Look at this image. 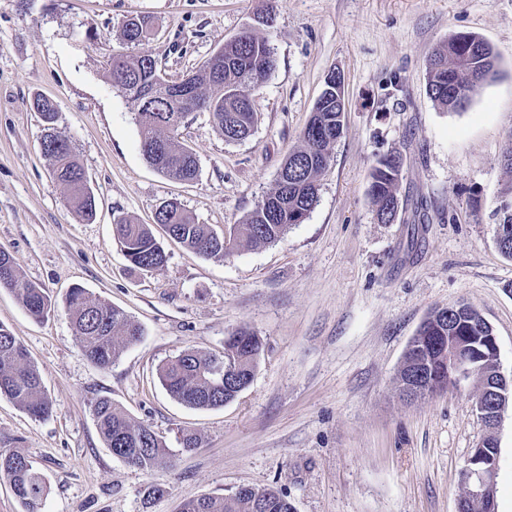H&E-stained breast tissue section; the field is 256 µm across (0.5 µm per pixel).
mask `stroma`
I'll list each match as a JSON object with an SVG mask.
<instances>
[{"mask_svg": "<svg viewBox=\"0 0 512 512\" xmlns=\"http://www.w3.org/2000/svg\"><path fill=\"white\" fill-rule=\"evenodd\" d=\"M261 0H0V249L57 303L33 320L0 288V324L38 368L51 416L35 419L0 397V450L36 462L49 486L43 512H180L204 495L272 486L295 512H456L460 473L488 432L478 379L408 401L399 370L434 310L464 303L492 327L512 377V260L496 244L512 202L502 151L512 134V0H275L262 28L276 68L253 98L247 140L225 142L210 113L176 131L195 153L196 180L175 182L140 150L137 106L112 87L108 60L123 22L153 30L136 54L170 80L199 73L225 41L253 24ZM472 33L497 52L495 80L468 107H438L425 59ZM344 79V129L309 216L277 242L200 257L154 233L167 261L142 271L113 238L115 217L152 224L178 198L199 224L224 231L275 185L329 73ZM54 99L58 129L76 149L97 199L85 222L41 153L30 101ZM402 158L404 210L378 222L370 171ZM123 309L143 329L112 366L81 353L64 309L72 287ZM247 327L263 351L250 386L223 407L188 408L156 369L188 348L219 353ZM121 404L174 449L147 472L107 448L93 414ZM202 446L178 450L182 429ZM498 512H512V402L496 432ZM162 494L149 495L151 485Z\"/></svg>", "mask_w": 512, "mask_h": 512, "instance_id": "35a3bbf8", "label": "stroma"}]
</instances>
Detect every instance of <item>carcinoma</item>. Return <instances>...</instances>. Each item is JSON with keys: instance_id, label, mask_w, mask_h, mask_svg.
I'll use <instances>...</instances> for the list:
<instances>
[{"instance_id": "cac0c4a2", "label": "carcinoma", "mask_w": 512, "mask_h": 512, "mask_svg": "<svg viewBox=\"0 0 512 512\" xmlns=\"http://www.w3.org/2000/svg\"><path fill=\"white\" fill-rule=\"evenodd\" d=\"M144 18L126 20L120 40L124 45L138 44L149 35ZM477 36L461 33L434 50L427 58L426 76L430 98L447 111H461L480 85L495 79L497 55ZM276 67L273 49L267 38L246 30L224 43V57L203 67V75L191 77L188 96L170 95L169 81L148 54L112 53L109 76L112 87L141 104L134 94L142 77L155 79L156 98L150 109L137 110L140 145L147 163L160 174L181 182L195 180L198 160L186 146L176 142L174 132L187 117L198 111L212 114L224 140L239 142L250 137L258 122L252 92L259 88ZM31 107L44 123L42 153L49 160L56 182L71 192L73 207L91 222L96 217V200L88 186L85 170L76 158L72 143L57 131L58 106L36 96ZM343 116L336 105V85L326 84L319 101L302 131L301 145L288 153L274 188L264 196L243 220L219 234L208 224L195 223L181 202L173 198L165 209L155 213V223L196 254L222 260L240 247H258L275 243L293 224L302 223L319 198V179L328 166L332 150L343 130ZM402 159L398 155L376 160L370 174L369 195L376 216L397 219L401 206L400 181ZM502 224L497 229L501 253L512 259V212L504 207ZM113 235L134 267L150 271L163 266L167 256L151 225L136 224L119 217ZM0 287L15 292L29 316L42 321L55 309L44 288L27 280L9 253L0 250ZM66 310L82 354L94 365L107 368L124 349L140 341L141 326L119 308L92 300L85 289H71ZM446 309L433 311L411 339L412 357L403 361L402 379L411 372L408 363L415 357L426 363L423 381L429 384L426 395L434 396L451 388L446 374L448 357L438 348V337H465L461 354L472 356L486 351L488 326L479 313L467 308L464 313L443 322ZM262 339L242 327L224 339V355L219 357L188 349L167 360L157 370L168 394L193 409H213L235 400L251 383L262 352ZM227 368V379L217 377L215 369ZM0 395L12 400L35 419L53 413V401L42 388L38 368L30 360L21 341L0 325ZM96 426L107 447L128 465L145 471H158L172 465V453L166 442L150 426L134 421L108 398L99 399L93 408ZM0 476L5 478L24 512H41L48 485L35 462L19 451L0 450ZM181 512H294L286 495L274 488L242 487L224 496H202L183 504Z\"/></svg>"}]
</instances>
